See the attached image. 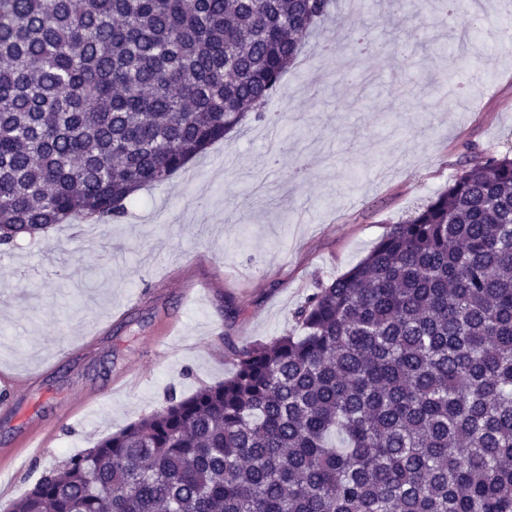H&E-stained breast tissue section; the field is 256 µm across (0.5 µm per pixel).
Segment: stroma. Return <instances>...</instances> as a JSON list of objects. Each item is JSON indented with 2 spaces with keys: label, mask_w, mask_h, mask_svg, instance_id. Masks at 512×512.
<instances>
[{
  "label": "stroma",
  "mask_w": 512,
  "mask_h": 512,
  "mask_svg": "<svg viewBox=\"0 0 512 512\" xmlns=\"http://www.w3.org/2000/svg\"><path fill=\"white\" fill-rule=\"evenodd\" d=\"M512 0H488L495 50L449 73L450 46L471 17L438 0L420 16L374 18L333 0L266 110L283 117L269 166L260 123L247 122L169 181L141 191L119 221L60 224L0 247V372L32 376L0 404V444L94 395L42 448L0 473L17 499L45 469L235 370L225 340L295 332L294 311L318 283L363 259L392 224L444 190L468 146L512 153ZM435 46L423 65L377 53L323 58L352 26ZM176 336L159 351L165 327Z\"/></svg>",
  "instance_id": "35a3bbf8"
}]
</instances>
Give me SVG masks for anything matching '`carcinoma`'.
I'll return each instance as SVG.
<instances>
[{"label": "carcinoma", "mask_w": 512, "mask_h": 512, "mask_svg": "<svg viewBox=\"0 0 512 512\" xmlns=\"http://www.w3.org/2000/svg\"><path fill=\"white\" fill-rule=\"evenodd\" d=\"M330 0H0V245L121 218L264 107ZM416 15V0H371ZM235 373L3 512H512V157L470 152Z\"/></svg>", "instance_id": "1"}]
</instances>
